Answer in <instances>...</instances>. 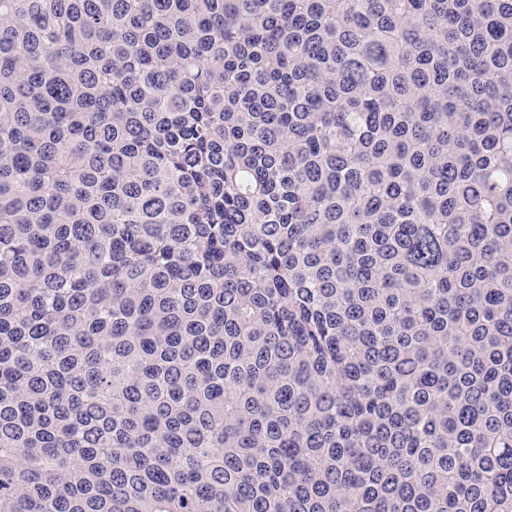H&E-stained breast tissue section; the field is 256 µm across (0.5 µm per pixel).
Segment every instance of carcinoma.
<instances>
[{
  "label": "carcinoma",
  "instance_id": "cac0c4a2",
  "mask_svg": "<svg viewBox=\"0 0 512 512\" xmlns=\"http://www.w3.org/2000/svg\"><path fill=\"white\" fill-rule=\"evenodd\" d=\"M0 512H512V0H0Z\"/></svg>",
  "mask_w": 512,
  "mask_h": 512
}]
</instances>
